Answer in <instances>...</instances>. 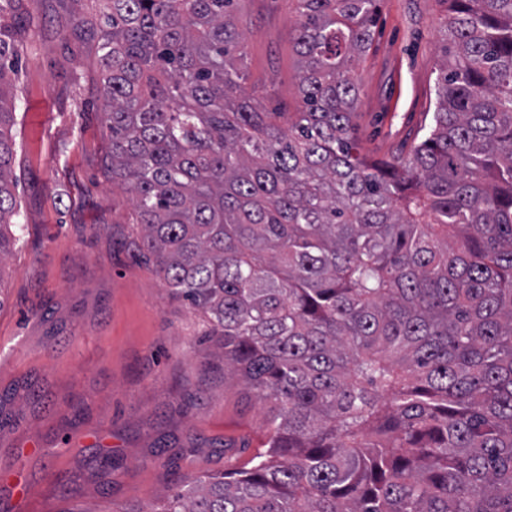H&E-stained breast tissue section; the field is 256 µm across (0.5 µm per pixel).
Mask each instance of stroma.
Instances as JSON below:
<instances>
[{
  "label": "stroma",
  "instance_id": "35a3bbf8",
  "mask_svg": "<svg viewBox=\"0 0 512 512\" xmlns=\"http://www.w3.org/2000/svg\"><path fill=\"white\" fill-rule=\"evenodd\" d=\"M294 0H236L243 87L297 112ZM444 0H380L353 64L356 143L405 155L435 108ZM94 0H0L18 41L16 244L0 262V512H154L178 476L266 450L267 405L224 376L207 318L174 296L106 152ZM117 465L100 466L105 454Z\"/></svg>",
  "mask_w": 512,
  "mask_h": 512
}]
</instances>
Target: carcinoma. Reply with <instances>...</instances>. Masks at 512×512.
<instances>
[{
  "mask_svg": "<svg viewBox=\"0 0 512 512\" xmlns=\"http://www.w3.org/2000/svg\"><path fill=\"white\" fill-rule=\"evenodd\" d=\"M104 2L106 158L137 256L269 404L265 455L181 477L155 512H512V0H443L455 53L389 160L353 136L379 0H296L300 112L242 87L235 0ZM15 56L0 20V261Z\"/></svg>",
  "mask_w": 512,
  "mask_h": 512,
  "instance_id": "1",
  "label": "carcinoma"
}]
</instances>
